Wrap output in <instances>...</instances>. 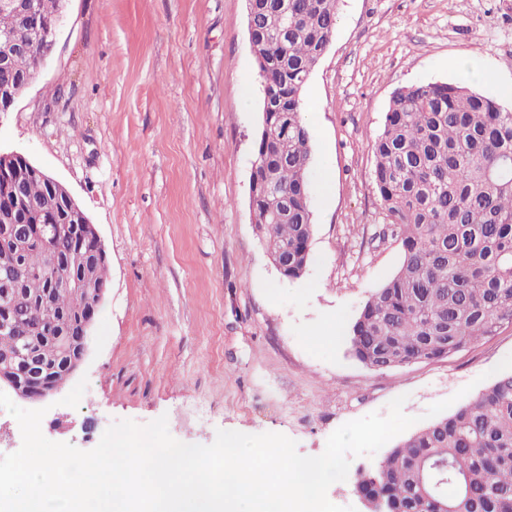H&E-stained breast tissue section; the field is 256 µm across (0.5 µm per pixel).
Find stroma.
Wrapping results in <instances>:
<instances>
[{
	"label": "stroma",
	"mask_w": 512,
	"mask_h": 512,
	"mask_svg": "<svg viewBox=\"0 0 512 512\" xmlns=\"http://www.w3.org/2000/svg\"><path fill=\"white\" fill-rule=\"evenodd\" d=\"M474 68L496 76L485 95L512 85V0H340L303 91L311 263L284 283L249 205L262 89L246 0H66L46 65L0 112V151L68 189L109 269L84 361L37 403L43 435L86 451L115 421L164 415L184 443L272 432L317 456L344 423L400 396L423 415L511 355L506 330L374 372L343 337L401 261L371 151L391 95Z\"/></svg>",
	"instance_id": "35a3bbf8"
}]
</instances>
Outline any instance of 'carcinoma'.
<instances>
[{
    "label": "carcinoma",
    "mask_w": 512,
    "mask_h": 512,
    "mask_svg": "<svg viewBox=\"0 0 512 512\" xmlns=\"http://www.w3.org/2000/svg\"><path fill=\"white\" fill-rule=\"evenodd\" d=\"M339 0H254L253 52L264 83V122L255 141L252 186L256 229L288 259L281 277L302 278L311 261L308 189L311 136L303 89L328 50ZM288 18V36L279 32ZM28 46L0 69V82L36 70L34 36L8 14L0 29ZM384 232L399 242L401 263L367 298L347 329L352 355L382 371L445 358L512 330V105L456 83H415L396 90L383 129L371 144ZM0 225L9 210L30 209L26 227L59 206L39 179L0 182ZM67 229L20 254L0 250V292L15 333L0 335V355L31 351L55 368L40 387L61 383L63 354L53 336L34 331L50 310L75 329L87 304L71 288L37 272L72 256ZM353 491L380 497L389 512H512V370L499 373L454 412L420 427L380 460L356 472Z\"/></svg>",
    "instance_id": "cac0c4a2"
}]
</instances>
